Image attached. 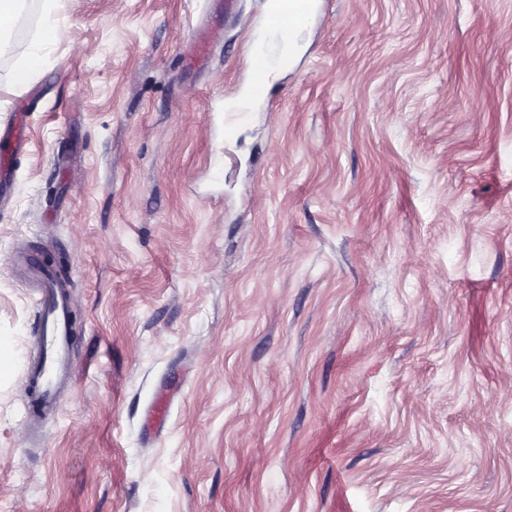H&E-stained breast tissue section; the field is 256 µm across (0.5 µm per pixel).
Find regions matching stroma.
<instances>
[{
    "label": "stroma",
    "instance_id": "1",
    "mask_svg": "<svg viewBox=\"0 0 512 512\" xmlns=\"http://www.w3.org/2000/svg\"><path fill=\"white\" fill-rule=\"evenodd\" d=\"M266 5L0 40V512H512V0H318L233 112ZM26 253L76 317L43 418Z\"/></svg>",
    "mask_w": 512,
    "mask_h": 512
}]
</instances>
